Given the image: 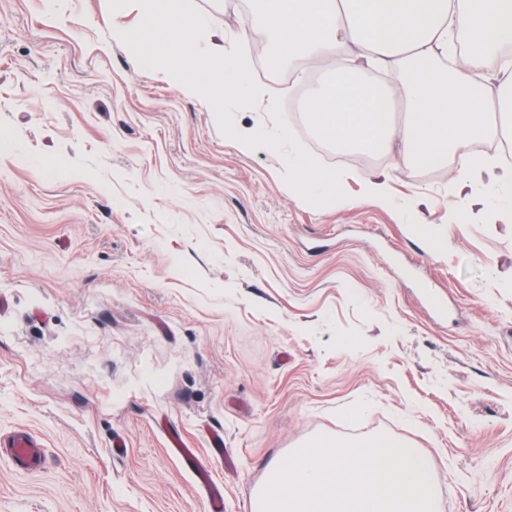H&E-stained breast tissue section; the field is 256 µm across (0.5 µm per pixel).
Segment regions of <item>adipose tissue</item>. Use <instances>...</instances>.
<instances>
[{
    "label": "adipose tissue",
    "mask_w": 512,
    "mask_h": 512,
    "mask_svg": "<svg viewBox=\"0 0 512 512\" xmlns=\"http://www.w3.org/2000/svg\"><path fill=\"white\" fill-rule=\"evenodd\" d=\"M124 9V0H113L108 19L113 35L130 45L133 63L155 71L161 56L176 58L171 80L216 115L224 113L225 89L255 93L239 52L259 27L280 55L326 62L337 76L365 68L393 75L391 87L356 91L333 84L307 98L311 124L337 146L372 154L395 150L402 163L422 167L441 166L457 153L462 174L448 192L480 208L486 197L474 193V185L512 180V168L494 171L462 153L472 140L512 136V0H261L239 50H225L219 39L200 52L193 43L198 17L174 16L156 0H140L142 23L133 32L122 22ZM456 51L465 64L449 62ZM492 65L500 78L488 95L482 79Z\"/></svg>",
    "instance_id": "adipose-tissue-1"
}]
</instances>
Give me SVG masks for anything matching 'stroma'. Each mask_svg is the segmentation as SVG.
Instances as JSON below:
<instances>
[{
	"label": "stroma",
	"mask_w": 512,
	"mask_h": 512,
	"mask_svg": "<svg viewBox=\"0 0 512 512\" xmlns=\"http://www.w3.org/2000/svg\"><path fill=\"white\" fill-rule=\"evenodd\" d=\"M246 3L168 8L231 49ZM109 9L0 0V435L45 450L33 474L0 457V512H210L170 439L213 432L223 512H251L274 457L380 431L429 459L444 512H512V211L449 195L452 162L327 165L293 67L252 49L258 95L216 120L132 65ZM292 152L343 198L298 196ZM389 173L382 168H374L367 172L364 182V193L379 201L386 202L388 200Z\"/></svg>",
	"instance_id": "1"
}]
</instances>
